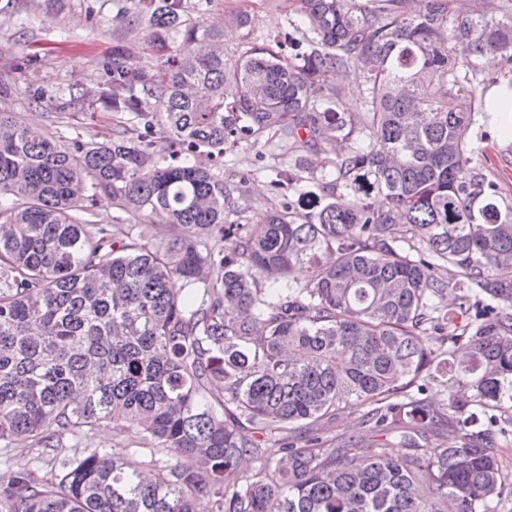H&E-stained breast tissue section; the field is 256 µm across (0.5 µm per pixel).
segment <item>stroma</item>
Listing matches in <instances>:
<instances>
[{"mask_svg":"<svg viewBox=\"0 0 512 512\" xmlns=\"http://www.w3.org/2000/svg\"><path fill=\"white\" fill-rule=\"evenodd\" d=\"M9 4L0 16V79L9 81L12 94L0 100V109L15 113L25 122L66 131L67 123L57 114L34 110L29 103L31 86H64L99 79L101 62L112 57V0H0ZM93 6L96 18L86 21L85 8ZM249 10L253 26L266 30L292 9V0H213L204 19L222 23L227 11ZM33 31L37 43L25 48L22 34ZM480 135L476 162L489 180L498 186L500 198L512 205V133L502 130L497 119L479 121L474 129ZM364 407L354 406L337 413L322 428L329 443L348 437L374 442L375 437L363 416Z\"/></svg>","mask_w":512,"mask_h":512,"instance_id":"obj_1","label":"stroma"}]
</instances>
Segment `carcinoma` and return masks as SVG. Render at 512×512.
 <instances>
[{
	"label": "carcinoma",
	"mask_w": 512,
	"mask_h": 512,
	"mask_svg": "<svg viewBox=\"0 0 512 512\" xmlns=\"http://www.w3.org/2000/svg\"><path fill=\"white\" fill-rule=\"evenodd\" d=\"M211 3L113 0L100 79L31 90L37 110L111 113L99 137L0 112V443L84 446L46 479L7 468L0 512H503L512 205L473 129L485 57L512 75V11L294 0L265 34L225 13L229 48ZM259 144L288 161L251 217L254 175L221 167ZM361 403L381 440L325 447ZM101 426L167 459L92 447Z\"/></svg>",
	"instance_id": "cac0c4a2"
}]
</instances>
